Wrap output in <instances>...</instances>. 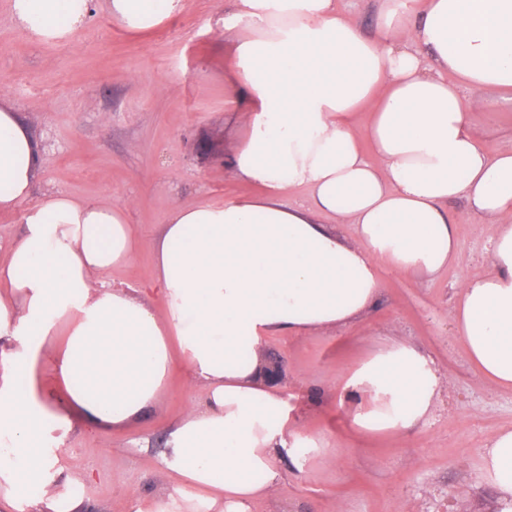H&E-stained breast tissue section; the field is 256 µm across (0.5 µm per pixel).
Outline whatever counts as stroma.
Returning a JSON list of instances; mask_svg holds the SVG:
<instances>
[{"instance_id": "stroma-1", "label": "stroma", "mask_w": 512, "mask_h": 512, "mask_svg": "<svg viewBox=\"0 0 512 512\" xmlns=\"http://www.w3.org/2000/svg\"><path fill=\"white\" fill-rule=\"evenodd\" d=\"M224 2L185 0L181 12L139 35L100 7L68 42L43 43L13 22L11 0H0V89L39 145L37 193L128 207L140 248L131 263L110 271L114 284L139 288L151 280L153 244L172 205L252 192L226 167L235 124L224 81L231 66ZM469 109L480 140L512 149V90L470 97ZM448 209L460 219V249L448 269L428 277L382 268L380 301L363 323L267 338L260 358L283 357L282 387L297 398L301 432L334 429L342 455L332 467L313 451L284 457L280 493L253 502L250 512H481L491 499L474 475L492 435L512 428V390L487 382L453 332L455 285L486 273L487 234L463 202ZM393 340L434 360L445 379L437 409L410 430L351 434L330 387ZM200 396L179 369L140 418L83 426L70 436L61 464L82 479L86 512H130L133 498L168 493L169 480L157 475L165 428Z\"/></svg>"}]
</instances>
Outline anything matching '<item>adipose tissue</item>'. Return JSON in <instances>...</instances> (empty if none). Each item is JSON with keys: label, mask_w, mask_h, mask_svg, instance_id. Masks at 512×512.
<instances>
[{"label": "adipose tissue", "mask_w": 512, "mask_h": 512, "mask_svg": "<svg viewBox=\"0 0 512 512\" xmlns=\"http://www.w3.org/2000/svg\"><path fill=\"white\" fill-rule=\"evenodd\" d=\"M377 2L368 36L336 0H231L227 84L240 132L227 166L262 192L174 206L154 245L155 279L140 292L106 279L139 248L126 206L34 197L38 145L0 97V211L23 224L0 262V512L23 501L32 512H84L60 449L80 423L139 417L179 366L203 399L159 454L171 494L135 498L131 512H250L277 496L284 455L310 448L335 460L327 437L297 430L296 406L264 380L257 354L268 336L362 318L378 302L380 265L447 268L457 200L486 219L491 254L485 275L459 283L452 322L483 376L512 388V150L474 136L466 100L512 87V0ZM104 3L131 34L183 8ZM91 7L11 0L16 24L42 42L67 41ZM299 187L307 203H286ZM338 224L352 225L351 241ZM45 359L48 387L37 379ZM442 386L430 357L395 341L346 369L336 390L348 429L369 434L424 423ZM475 478L494 490L495 512H512V429L493 435Z\"/></svg>", "instance_id": "1"}]
</instances>
